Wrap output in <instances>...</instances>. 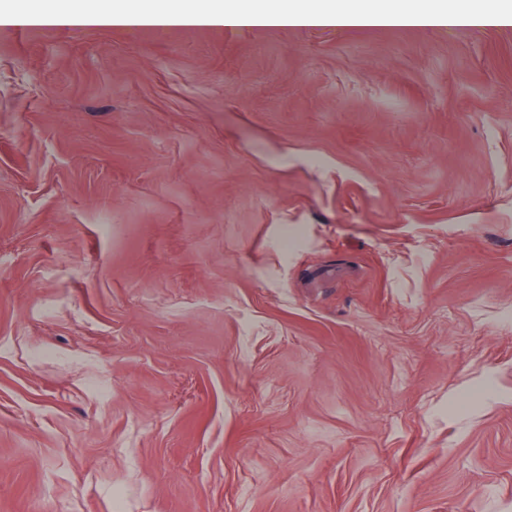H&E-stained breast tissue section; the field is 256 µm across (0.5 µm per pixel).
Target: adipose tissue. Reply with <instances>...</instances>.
<instances>
[{"mask_svg":"<svg viewBox=\"0 0 512 512\" xmlns=\"http://www.w3.org/2000/svg\"><path fill=\"white\" fill-rule=\"evenodd\" d=\"M512 8L493 10L478 0H38L33 6L0 9V31L83 30L90 27L154 30L288 28H492L511 27Z\"/></svg>","mask_w":512,"mask_h":512,"instance_id":"obj_1","label":"adipose tissue"}]
</instances>
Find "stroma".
<instances>
[{"mask_svg":"<svg viewBox=\"0 0 512 512\" xmlns=\"http://www.w3.org/2000/svg\"><path fill=\"white\" fill-rule=\"evenodd\" d=\"M0 512H512V28L0 34Z\"/></svg>","mask_w":512,"mask_h":512,"instance_id":"1","label":"stroma"}]
</instances>
